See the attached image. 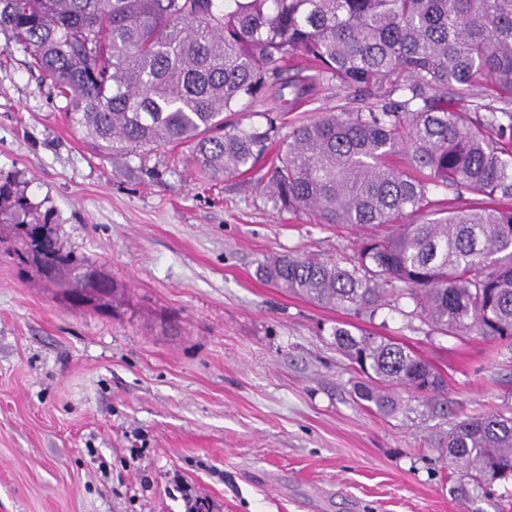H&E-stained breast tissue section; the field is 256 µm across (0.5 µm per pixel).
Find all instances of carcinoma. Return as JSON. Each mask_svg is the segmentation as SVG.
<instances>
[{"instance_id":"1","label":"carcinoma","mask_w":512,"mask_h":512,"mask_svg":"<svg viewBox=\"0 0 512 512\" xmlns=\"http://www.w3.org/2000/svg\"><path fill=\"white\" fill-rule=\"evenodd\" d=\"M0 33L65 100L104 156L143 160L185 146L212 179L263 165L274 206L370 230L356 257L268 256L258 273L320 304L375 312L402 298L443 335L512 339V0H0ZM366 92L279 136L280 115L235 113L324 84ZM469 102L468 112L448 99ZM438 191L470 198L442 207ZM421 221L403 224L406 210ZM40 276L85 291L83 259L0 181V235ZM333 345L365 376L357 401L383 415L396 393L441 392L412 350L345 324ZM437 452L474 499L512 478V409L468 416Z\"/></svg>"}]
</instances>
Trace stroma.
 Returning <instances> with one entry per match:
<instances>
[{
	"instance_id": "stroma-1",
	"label": "stroma",
	"mask_w": 512,
	"mask_h": 512,
	"mask_svg": "<svg viewBox=\"0 0 512 512\" xmlns=\"http://www.w3.org/2000/svg\"><path fill=\"white\" fill-rule=\"evenodd\" d=\"M0 34V179L59 247L113 289L72 306L0 238V512H512V484L470 501L437 460L441 430L512 406V340L444 336L400 301L315 304L259 279L266 256H355L362 231L280 210L255 175L211 181L185 148L135 170L67 120ZM323 85L282 121L361 107ZM345 322L413 349L448 381L376 415L331 344Z\"/></svg>"
}]
</instances>
